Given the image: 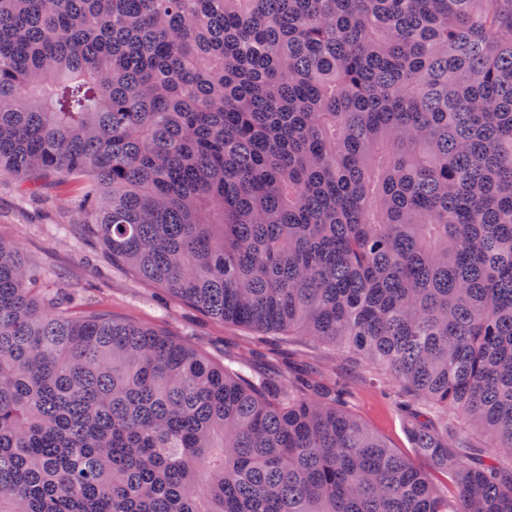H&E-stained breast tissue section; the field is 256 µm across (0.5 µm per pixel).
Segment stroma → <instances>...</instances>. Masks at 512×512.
<instances>
[{
  "label": "stroma",
  "mask_w": 512,
  "mask_h": 512,
  "mask_svg": "<svg viewBox=\"0 0 512 512\" xmlns=\"http://www.w3.org/2000/svg\"><path fill=\"white\" fill-rule=\"evenodd\" d=\"M79 221L53 191L28 195L14 177L0 175V234L16 241L27 258L60 270L74 291L92 289L116 313L162 326L207 350L230 355L250 351L265 360L284 357L296 369H312L323 381L347 382L353 414L392 448L410 453L407 423L380 392L386 382L380 365L306 336H270L261 342L248 329L170 304L162 290L113 266L98 243L79 229Z\"/></svg>",
  "instance_id": "35a3bbf8"
}]
</instances>
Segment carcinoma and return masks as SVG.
<instances>
[{"instance_id": "cac0c4a2", "label": "carcinoma", "mask_w": 512, "mask_h": 512, "mask_svg": "<svg viewBox=\"0 0 512 512\" xmlns=\"http://www.w3.org/2000/svg\"><path fill=\"white\" fill-rule=\"evenodd\" d=\"M4 174L211 319L385 367L430 469L0 234V512H512V0H0ZM448 419L461 427L467 428L473 440V444L480 447L485 456H492L496 453L495 448H491L492 443L488 437L478 428L469 425L468 421L461 413L448 411Z\"/></svg>"}]
</instances>
